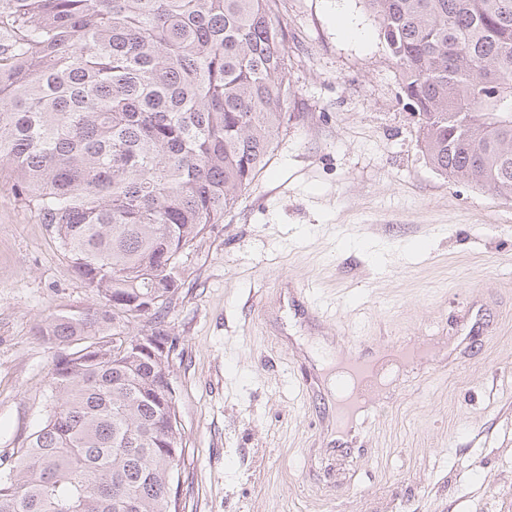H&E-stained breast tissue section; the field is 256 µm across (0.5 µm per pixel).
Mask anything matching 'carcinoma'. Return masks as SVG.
<instances>
[{"mask_svg": "<svg viewBox=\"0 0 512 512\" xmlns=\"http://www.w3.org/2000/svg\"><path fill=\"white\" fill-rule=\"evenodd\" d=\"M430 165L512 196V0H365ZM276 0H0V175L96 297L46 321L51 408L0 512H179L169 367L183 257L288 127ZM168 431L157 429L160 420Z\"/></svg>", "mask_w": 512, "mask_h": 512, "instance_id": "cac0c4a2", "label": "carcinoma"}]
</instances>
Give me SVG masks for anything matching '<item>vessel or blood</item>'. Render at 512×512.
Instances as JSON below:
<instances>
[{"instance_id":"1","label":"vessel or blood","mask_w":512,"mask_h":512,"mask_svg":"<svg viewBox=\"0 0 512 512\" xmlns=\"http://www.w3.org/2000/svg\"><path fill=\"white\" fill-rule=\"evenodd\" d=\"M336 363L343 369V377L336 386L337 421L343 425L373 401L378 389V372L357 341L337 354Z\"/></svg>"}]
</instances>
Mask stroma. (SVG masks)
Instances as JSON below:
<instances>
[{
	"mask_svg": "<svg viewBox=\"0 0 512 512\" xmlns=\"http://www.w3.org/2000/svg\"><path fill=\"white\" fill-rule=\"evenodd\" d=\"M291 120L182 265L170 366L185 512H512V197L422 153L365 0H278ZM94 296L0 181V460L45 420L39 326ZM386 372L336 433L310 354Z\"/></svg>",
	"mask_w": 512,
	"mask_h": 512,
	"instance_id": "stroma-1",
	"label": "stroma"
}]
</instances>
